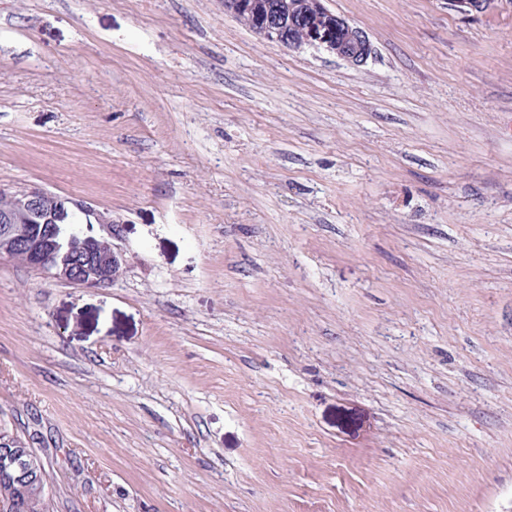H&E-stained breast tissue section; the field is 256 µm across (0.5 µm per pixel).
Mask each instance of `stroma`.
Returning <instances> with one entry per match:
<instances>
[{
    "label": "stroma",
    "mask_w": 512,
    "mask_h": 512,
    "mask_svg": "<svg viewBox=\"0 0 512 512\" xmlns=\"http://www.w3.org/2000/svg\"><path fill=\"white\" fill-rule=\"evenodd\" d=\"M0 0V186L122 225L106 288L0 261V422L50 512H512V0ZM249 1V2H248ZM325 0H224V13L233 17L248 14L249 29L262 40L289 49L305 47L323 50L348 62L362 66L372 56L373 48L366 33L348 19L330 11ZM247 24V17L237 18ZM295 22L303 32L293 30L296 38H287V29Z\"/></svg>",
    "instance_id": "35a3bbf8"
}]
</instances>
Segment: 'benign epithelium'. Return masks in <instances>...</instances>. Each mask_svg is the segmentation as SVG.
I'll use <instances>...</instances> for the list:
<instances>
[{
	"instance_id": "1",
	"label": "benign epithelium",
	"mask_w": 512,
	"mask_h": 512,
	"mask_svg": "<svg viewBox=\"0 0 512 512\" xmlns=\"http://www.w3.org/2000/svg\"><path fill=\"white\" fill-rule=\"evenodd\" d=\"M491 0H451L460 11L484 13ZM224 12L250 18L259 38L289 49L323 50L353 66H362L373 48L366 33L330 11L324 0H224ZM300 23L293 38L287 29ZM99 224L100 233L83 229ZM121 225L90 203L30 186L13 191L0 188V260H17L47 279L75 286L108 287L122 273L112 240ZM0 475L15 494L44 493L48 486L45 457L31 440L14 432L0 433Z\"/></svg>"
}]
</instances>
